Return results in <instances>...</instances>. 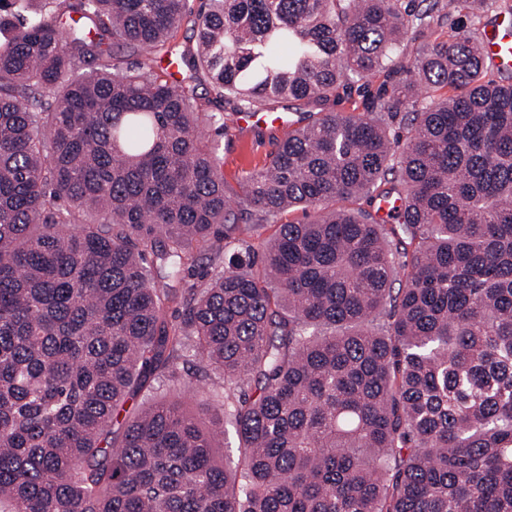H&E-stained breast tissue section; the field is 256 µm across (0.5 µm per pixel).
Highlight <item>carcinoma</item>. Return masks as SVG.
<instances>
[{
    "label": "carcinoma",
    "mask_w": 512,
    "mask_h": 512,
    "mask_svg": "<svg viewBox=\"0 0 512 512\" xmlns=\"http://www.w3.org/2000/svg\"><path fill=\"white\" fill-rule=\"evenodd\" d=\"M0 0V503L8 512H512V83L492 0ZM455 34L405 62L410 30ZM145 57L126 67L111 43ZM386 73L372 95L368 82ZM365 92L244 172L200 134ZM403 113L406 134L386 118ZM392 198L391 223L351 204ZM303 219L281 221L291 210ZM275 225L255 244L241 222ZM223 261L199 285L186 273ZM178 315H168L171 307ZM193 349L177 400L123 419ZM233 434L235 465L216 456ZM498 1L499 2H496V5L492 9H485L481 12L480 18L476 19L479 35L481 32L483 35L487 29L482 40L484 55L496 68L504 70L499 73L493 72L497 79L499 76L506 78L512 77V39L510 38V31L512 32V18H508L509 13L506 12L503 2H501L508 1L507 4H511L512 6V0ZM499 6H501V8ZM500 15H502V18H499L495 22ZM504 16L508 18V21H506V18H503ZM505 27H507L508 31L503 33L502 29ZM509 68L510 70H506ZM192 16L187 17L183 21L182 25L174 33L173 38L170 39V42L167 43L162 52L159 53L158 58L162 57V59L161 61L160 59H157L158 68H156V71L161 75L165 76V74H162V69L167 67L169 60V56L165 54L166 49L173 48L177 51H187L192 49L196 38V31L191 22V20L193 19ZM176 71L178 80H181L183 77L190 75L191 73L194 74V76L196 77L194 84L197 86L198 94L201 95V101L205 105V108L213 112H219L220 109H222L223 103L220 102L219 99H215V96L211 89L210 82L206 77L205 73L201 69H198L196 71L193 70L191 72L183 70L181 68L177 69L176 66H168L166 70L164 69V72L167 73H172ZM166 78L172 80L171 77L169 76L164 77V79ZM193 387L189 385V389L186 387L184 388V385L181 387H178L177 390H175L173 387H163V389L159 390H153V392H143L141 394L133 396V399H129V401L126 404V408L129 411H137L140 407L141 403L146 399V395H148V398H154V397H177V395L180 396L184 403V408H186L188 411L195 413L200 416L202 421L205 423L206 426L210 427L213 420H219L221 418V410L218 406H207L205 401L199 396L192 393ZM179 388H181L179 390ZM190 390V392H189Z\"/></svg>",
    "instance_id": "obj_1"
}]
</instances>
